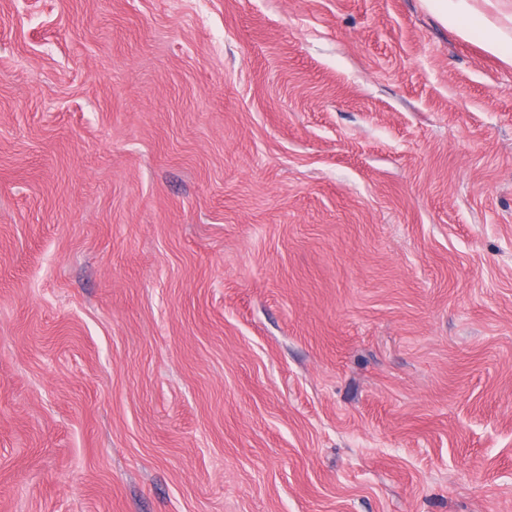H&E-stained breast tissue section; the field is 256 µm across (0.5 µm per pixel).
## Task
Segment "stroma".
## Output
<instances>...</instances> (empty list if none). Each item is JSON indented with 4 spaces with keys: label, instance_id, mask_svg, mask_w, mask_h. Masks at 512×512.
<instances>
[{
    "label": "stroma",
    "instance_id": "obj_1",
    "mask_svg": "<svg viewBox=\"0 0 512 512\" xmlns=\"http://www.w3.org/2000/svg\"><path fill=\"white\" fill-rule=\"evenodd\" d=\"M0 512H512V65L422 0H0Z\"/></svg>",
    "mask_w": 512,
    "mask_h": 512
}]
</instances>
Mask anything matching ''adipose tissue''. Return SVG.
Segmentation results:
<instances>
[{"mask_svg": "<svg viewBox=\"0 0 512 512\" xmlns=\"http://www.w3.org/2000/svg\"><path fill=\"white\" fill-rule=\"evenodd\" d=\"M424 3L444 25L461 28L466 35L480 31L486 51L512 64V32L479 9L475 0H424Z\"/></svg>", "mask_w": 512, "mask_h": 512, "instance_id": "adipose-tissue-1", "label": "adipose tissue"}]
</instances>
